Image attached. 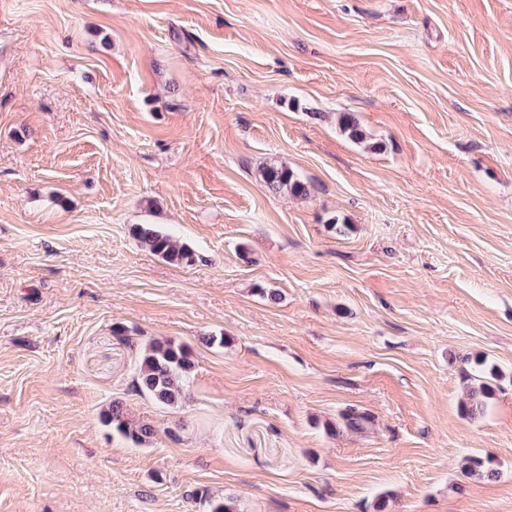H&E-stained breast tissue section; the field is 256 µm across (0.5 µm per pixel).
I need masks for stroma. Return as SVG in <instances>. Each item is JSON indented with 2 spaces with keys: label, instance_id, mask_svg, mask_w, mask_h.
Wrapping results in <instances>:
<instances>
[{
  "label": "stroma",
  "instance_id": "stroma-1",
  "mask_svg": "<svg viewBox=\"0 0 512 512\" xmlns=\"http://www.w3.org/2000/svg\"><path fill=\"white\" fill-rule=\"evenodd\" d=\"M151 339L192 351L178 408L132 390ZM190 487L512 512V0H0V512H207ZM260 175L267 186L277 193L294 197L307 196L310 193L307 182L285 165H266L260 170ZM134 236L145 251L169 263L193 266L199 259L191 247L180 243L174 236L157 229L152 224L135 225ZM104 422L135 444L143 445L155 436L156 428L149 422H133L126 417L122 402L112 401L103 413Z\"/></svg>",
  "mask_w": 512,
  "mask_h": 512
}]
</instances>
